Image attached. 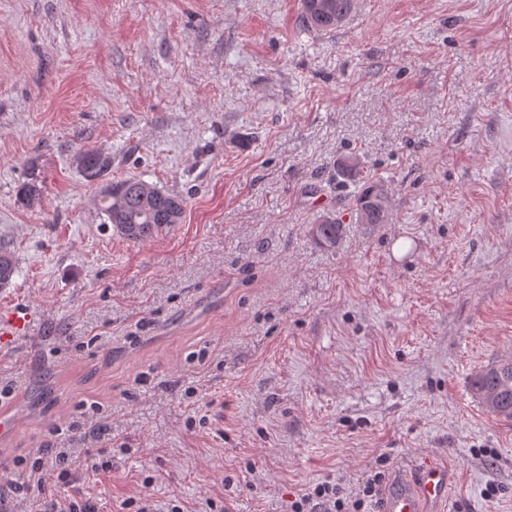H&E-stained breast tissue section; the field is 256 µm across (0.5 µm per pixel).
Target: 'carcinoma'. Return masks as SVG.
Returning <instances> with one entry per match:
<instances>
[{
    "label": "carcinoma",
    "mask_w": 512,
    "mask_h": 512,
    "mask_svg": "<svg viewBox=\"0 0 512 512\" xmlns=\"http://www.w3.org/2000/svg\"><path fill=\"white\" fill-rule=\"evenodd\" d=\"M353 0H302V22L314 30L335 28L351 11ZM103 161L91 151L81 152L80 168L89 179H98L103 173ZM346 177L352 181H364L358 195L357 220L360 224H386L389 222V205L379 200L386 192L384 186L363 180L356 159L342 164ZM43 181L31 179L22 183L18 190V201L25 207L41 202ZM99 209L124 238L141 242L156 236L163 229L181 222L183 200L140 178H128L113 182L100 191ZM342 226L328 217L311 227V235L322 246L336 245ZM17 272L14 254L0 246V285L11 283ZM471 388L481 402L490 397L497 400L503 409L492 416L505 421L512 420V360H500L475 372Z\"/></svg>",
    "instance_id": "cac0c4a2"
}]
</instances>
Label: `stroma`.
Returning a JSON list of instances; mask_svg holds the SVG:
<instances>
[{"label":"stroma","mask_w":512,"mask_h":512,"mask_svg":"<svg viewBox=\"0 0 512 512\" xmlns=\"http://www.w3.org/2000/svg\"><path fill=\"white\" fill-rule=\"evenodd\" d=\"M300 12L0 0V318L32 310L0 344L9 512H290L425 456L456 472L449 512H512V421L470 386L512 358V0H355L331 31ZM86 149L180 196L181 223L114 233ZM349 157L389 223L357 222ZM56 446L111 467L19 493ZM341 225L336 222V219L328 217L322 224H314L311 227V235L320 245L334 247L342 231Z\"/></svg>","instance_id":"1"}]
</instances>
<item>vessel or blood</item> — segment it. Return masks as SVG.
I'll list each match as a JSON object with an SVG mask.
<instances>
[{
  "mask_svg": "<svg viewBox=\"0 0 512 512\" xmlns=\"http://www.w3.org/2000/svg\"><path fill=\"white\" fill-rule=\"evenodd\" d=\"M453 484L448 467L425 459L414 474L397 479L382 498L379 512H442Z\"/></svg>",
  "mask_w": 512,
  "mask_h": 512,
  "instance_id": "obj_1",
  "label": "vessel or blood"
}]
</instances>
